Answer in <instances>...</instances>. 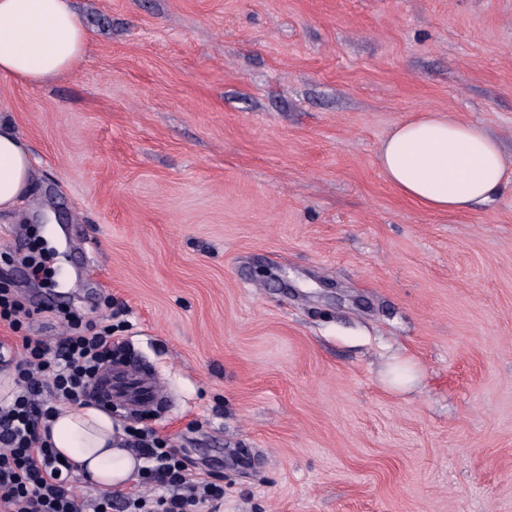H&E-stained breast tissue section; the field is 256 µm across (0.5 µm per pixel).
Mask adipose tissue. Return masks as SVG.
I'll return each mask as SVG.
<instances>
[{
	"instance_id": "1",
	"label": "adipose tissue",
	"mask_w": 512,
	"mask_h": 512,
	"mask_svg": "<svg viewBox=\"0 0 512 512\" xmlns=\"http://www.w3.org/2000/svg\"><path fill=\"white\" fill-rule=\"evenodd\" d=\"M86 48L83 23L70 0H0V75L40 84L78 67ZM378 162L403 196L436 212L485 204L512 177L497 141L480 125L428 112L397 126ZM34 172L14 127L0 121V211L28 196ZM54 449L105 489L135 481L140 460L125 433L95 406H63L49 422Z\"/></svg>"
}]
</instances>
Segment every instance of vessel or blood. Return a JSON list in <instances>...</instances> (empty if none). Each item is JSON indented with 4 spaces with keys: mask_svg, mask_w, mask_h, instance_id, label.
Returning a JSON list of instances; mask_svg holds the SVG:
<instances>
[{
    "mask_svg": "<svg viewBox=\"0 0 512 512\" xmlns=\"http://www.w3.org/2000/svg\"><path fill=\"white\" fill-rule=\"evenodd\" d=\"M92 387L102 405L128 415L144 411L159 413L167 404L166 390L157 376L131 357L112 362L96 376Z\"/></svg>",
    "mask_w": 512,
    "mask_h": 512,
    "instance_id": "obj_1",
    "label": "vessel or blood"
}]
</instances>
